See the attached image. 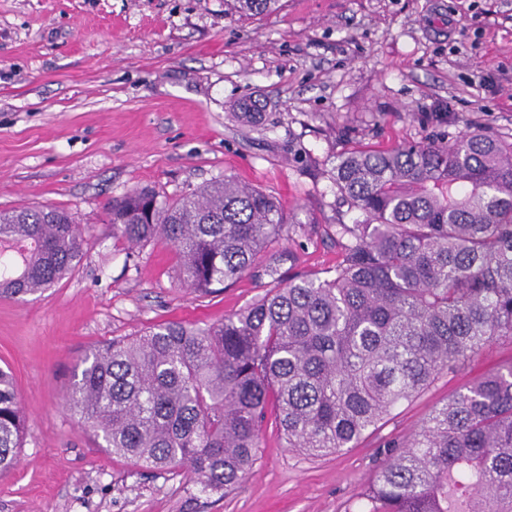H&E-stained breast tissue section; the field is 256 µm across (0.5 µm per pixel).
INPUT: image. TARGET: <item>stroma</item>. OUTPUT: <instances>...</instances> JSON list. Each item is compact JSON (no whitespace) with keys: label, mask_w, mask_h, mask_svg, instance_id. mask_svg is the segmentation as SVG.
Wrapping results in <instances>:
<instances>
[{"label":"stroma","mask_w":512,"mask_h":512,"mask_svg":"<svg viewBox=\"0 0 512 512\" xmlns=\"http://www.w3.org/2000/svg\"><path fill=\"white\" fill-rule=\"evenodd\" d=\"M246 97L264 102L260 125L235 117ZM469 126L512 142V0H280L251 18L230 0H0V209H67L85 240L55 287L0 299V367L27 419L0 512H358L384 444L512 365V341L439 376L358 447L311 457L267 424L246 477L207 490L99 448L66 390L91 349L161 323L221 322L272 282L193 293L169 245L128 247L107 209L136 188L172 201L231 176L302 222L282 276L322 272L342 259L337 222L360 217L336 208L337 155Z\"/></svg>","instance_id":"35a3bbf8"}]
</instances>
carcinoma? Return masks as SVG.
<instances>
[{"instance_id":"obj_1","label":"carcinoma","mask_w":512,"mask_h":512,"mask_svg":"<svg viewBox=\"0 0 512 512\" xmlns=\"http://www.w3.org/2000/svg\"><path fill=\"white\" fill-rule=\"evenodd\" d=\"M280 0H234L257 16ZM257 122L263 105L238 103ZM336 195L364 220L338 224L341 262L280 279L292 219L273 196L226 177L172 201L131 191L108 208L128 245L163 240L181 284L228 288L256 266L273 288L219 324L165 323L103 344L65 403L114 454L228 490L255 464L274 417L286 447L312 457L353 448L437 376L512 340V143L460 137L340 154ZM76 216L0 210V298L54 287L79 264ZM0 368V474L25 431ZM363 512H512V365L460 387L405 442L385 447Z\"/></svg>"}]
</instances>
